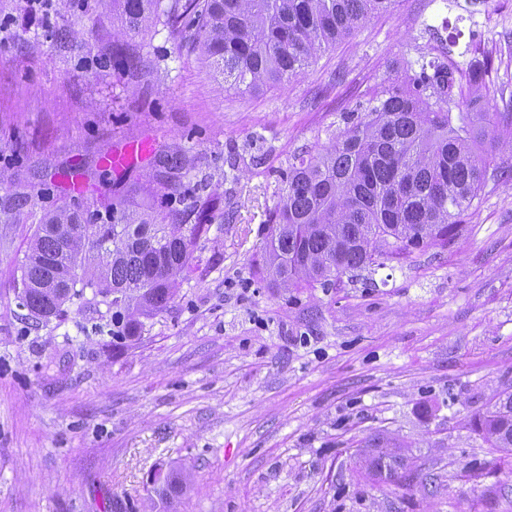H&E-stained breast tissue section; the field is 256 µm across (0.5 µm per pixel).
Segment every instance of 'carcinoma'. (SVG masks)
<instances>
[{"mask_svg": "<svg viewBox=\"0 0 512 512\" xmlns=\"http://www.w3.org/2000/svg\"><path fill=\"white\" fill-rule=\"evenodd\" d=\"M112 22L138 34L160 18L224 83L281 86L396 0H111ZM490 61L462 71L445 58L408 62L330 143L294 158L279 203L267 215L266 277L286 288H329L416 251L446 248L466 230L486 189L512 165V98L486 83ZM157 180L172 188L157 209L133 211L122 197L101 212L82 201L47 211L20 264L22 307L36 319L63 312L84 289L112 294V342L139 335L141 318L165 307L177 277L215 219L210 184L186 178L187 159L165 156ZM195 217V223L186 218ZM72 270L74 287L56 276ZM490 447L512 448V393L474 421ZM364 474L410 483L418 466L402 446L368 443Z\"/></svg>", "mask_w": 512, "mask_h": 512, "instance_id": "1", "label": "carcinoma"}]
</instances>
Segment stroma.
Returning a JSON list of instances; mask_svg holds the SVG:
<instances>
[{"mask_svg":"<svg viewBox=\"0 0 512 512\" xmlns=\"http://www.w3.org/2000/svg\"><path fill=\"white\" fill-rule=\"evenodd\" d=\"M462 35L512 92V0H400L297 80L226 87L164 24L130 38L108 0H0V512H512V450L472 421L512 393V178L462 237L333 288L262 274L265 211L294 155L328 144L393 67ZM146 49L153 74L122 73ZM148 152L120 169L103 157ZM184 151L218 216L173 299L116 347L106 306L31 318L24 256L44 212L116 191L161 205L160 159ZM91 169L73 184L72 172ZM420 476L382 488L354 455L376 436ZM183 489L160 492L169 471Z\"/></svg>","mask_w":512,"mask_h":512,"instance_id":"35a3bbf8","label":"stroma"}]
</instances>
